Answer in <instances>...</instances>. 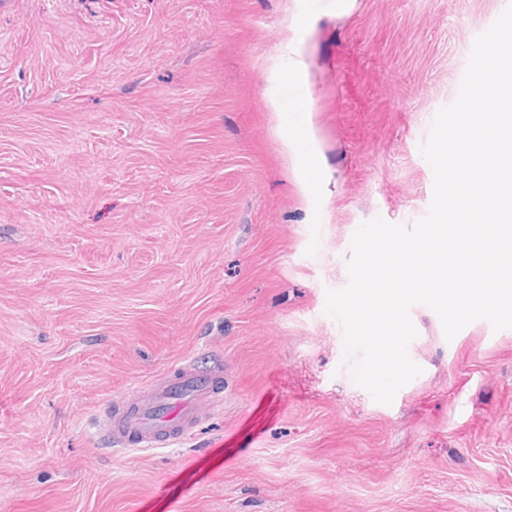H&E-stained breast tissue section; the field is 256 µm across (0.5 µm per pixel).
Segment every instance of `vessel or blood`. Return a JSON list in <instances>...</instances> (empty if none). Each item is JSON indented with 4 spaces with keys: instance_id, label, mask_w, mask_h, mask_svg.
<instances>
[{
    "instance_id": "1",
    "label": "vessel or blood",
    "mask_w": 512,
    "mask_h": 512,
    "mask_svg": "<svg viewBox=\"0 0 512 512\" xmlns=\"http://www.w3.org/2000/svg\"><path fill=\"white\" fill-rule=\"evenodd\" d=\"M222 388V370L182 361L169 375L115 401L99 418V435L113 448L171 447L195 428Z\"/></svg>"
}]
</instances>
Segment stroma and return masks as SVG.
Listing matches in <instances>:
<instances>
[{
    "label": "stroma",
    "instance_id": "stroma-1",
    "mask_svg": "<svg viewBox=\"0 0 512 512\" xmlns=\"http://www.w3.org/2000/svg\"><path fill=\"white\" fill-rule=\"evenodd\" d=\"M511 2L0 7V512H512V328L413 306L387 405L325 312L360 224L426 216L421 147ZM278 124L321 158L309 196ZM186 358L224 370L201 423L103 449L102 406Z\"/></svg>",
    "mask_w": 512,
    "mask_h": 512
}]
</instances>
